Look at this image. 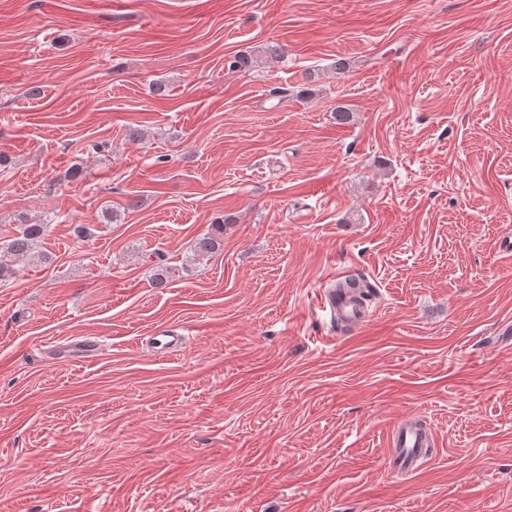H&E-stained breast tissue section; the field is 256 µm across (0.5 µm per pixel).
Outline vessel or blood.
<instances>
[{"instance_id": "1", "label": "vessel or blood", "mask_w": 512, "mask_h": 512, "mask_svg": "<svg viewBox=\"0 0 512 512\" xmlns=\"http://www.w3.org/2000/svg\"><path fill=\"white\" fill-rule=\"evenodd\" d=\"M317 306L330 315L346 331H353L368 319L366 306L361 305L352 288L347 284L332 285L321 289ZM151 350L159 356L176 355L186 347V338L167 327L155 328L148 338ZM103 342L96 337L85 336L59 346L46 343L45 353L54 360L90 362L102 356ZM434 443L430 429L423 419L404 417L395 421L387 432V446L391 452L390 468L398 474L409 475L418 471L426 462L429 448Z\"/></svg>"}]
</instances>
